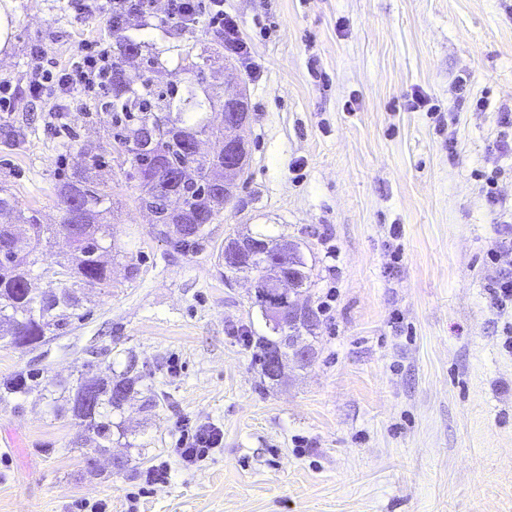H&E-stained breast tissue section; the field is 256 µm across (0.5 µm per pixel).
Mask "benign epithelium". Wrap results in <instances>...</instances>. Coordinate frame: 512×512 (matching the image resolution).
Here are the masks:
<instances>
[{
	"label": "benign epithelium",
	"mask_w": 512,
	"mask_h": 512,
	"mask_svg": "<svg viewBox=\"0 0 512 512\" xmlns=\"http://www.w3.org/2000/svg\"><path fill=\"white\" fill-rule=\"evenodd\" d=\"M250 120L247 95L241 90L224 93V113L222 121L224 126V176L213 181V188H224V203L231 202L241 181L247 173L248 150L245 140L239 131L246 127ZM250 243L240 240L224 248V266H234L241 263V253ZM275 262L279 266L280 274L271 286L257 278L253 283L254 293L262 296L267 305L279 311L281 324L288 329V350L292 352L293 359L298 363H307L313 357V349L303 343L302 339L294 336V330L308 321V306L300 302L293 293L294 282L292 273L297 270V259L293 245L280 244L275 253ZM288 364V355L276 348L266 356V369L272 380L278 381L284 377Z\"/></svg>",
	"instance_id": "benign-epithelium-1"
}]
</instances>
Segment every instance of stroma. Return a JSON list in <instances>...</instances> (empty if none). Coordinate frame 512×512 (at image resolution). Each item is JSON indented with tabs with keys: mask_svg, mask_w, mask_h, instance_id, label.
I'll list each match as a JSON object with an SVG mask.
<instances>
[{
	"mask_svg": "<svg viewBox=\"0 0 512 512\" xmlns=\"http://www.w3.org/2000/svg\"><path fill=\"white\" fill-rule=\"evenodd\" d=\"M12 33L0 82L16 104L0 137V187L41 223H60L55 187L82 146L105 156L93 178L112 194L108 221L140 267L112 268L86 289L67 330L38 347H1L0 380L29 369L39 389L0 401V512H512V308L489 285L485 254L500 226L475 178L498 171L512 206V0H224L246 57L224 64L222 34L199 18L146 30L165 69L130 61L134 83L165 87L184 57H206L215 95L244 88L252 119L246 185L211 227L207 247L171 257L138 208V183L112 127L28 93L33 47L67 67L82 41L111 42L105 20H75L66 0H0ZM466 77L458 90L457 77ZM482 99L486 108L476 109ZM271 225L302 248L305 297L319 320L311 364L264 378L267 328L251 277L225 284L217 253L230 235ZM105 351V359L94 354ZM135 357L162 399L134 394L95 470L70 443L83 434L51 393L85 363L109 376ZM224 433L187 466L186 425ZM143 453L124 470L127 443ZM167 462L168 483L144 486Z\"/></svg>",
	"mask_w": 512,
	"mask_h": 512,
	"instance_id": "stroma-1",
	"label": "stroma"
}]
</instances>
